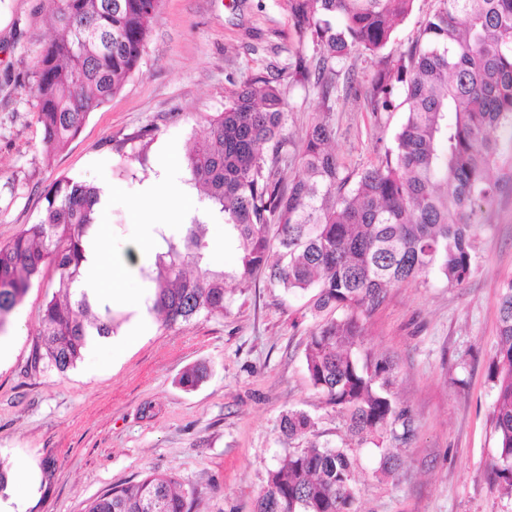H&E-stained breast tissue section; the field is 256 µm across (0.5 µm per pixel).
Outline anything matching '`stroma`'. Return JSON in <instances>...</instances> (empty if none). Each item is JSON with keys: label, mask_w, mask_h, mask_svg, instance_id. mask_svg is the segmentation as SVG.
Wrapping results in <instances>:
<instances>
[{"label": "stroma", "mask_w": 512, "mask_h": 512, "mask_svg": "<svg viewBox=\"0 0 512 512\" xmlns=\"http://www.w3.org/2000/svg\"><path fill=\"white\" fill-rule=\"evenodd\" d=\"M438 0H414L376 57L351 54L353 89L333 114L335 149L346 171L377 162L405 119L403 110L372 111L371 79L420 42ZM50 0H0V244L42 213L56 180L70 177L109 190L99 223L102 274L118 287L113 307L125 320L118 341L87 348L67 372L33 363L44 299L54 267L34 280L0 341V461L28 469L31 485L10 483L23 512H85L96 497L146 473L166 474L195 491L199 512H254L268 473L311 443L347 448L355 467L353 512H512L493 484L496 450L489 421L495 396L491 362L498 302L512 280V148L504 149L500 194L484 209L476 263L459 286L432 276L388 288L360 314L359 361L395 364L392 398L410 420L403 465L378 471L380 451L348 434L308 378L304 350L319 324L304 296L263 280L235 289L221 316L167 328L146 311L151 285L133 255L162 223H208L211 264L234 271L235 244L189 183L186 152L210 116L257 74L279 76L299 48L288 0H163L137 69L122 90L92 112L62 151L46 155L32 66L53 34ZM285 134L300 142L320 111L307 85L284 83ZM150 130L145 162L133 154ZM195 364L208 378L178 383ZM302 409L315 437L288 440L281 419Z\"/></svg>", "instance_id": "obj_1"}]
</instances>
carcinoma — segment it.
I'll return each mask as SVG.
<instances>
[{"label": "carcinoma", "instance_id": "obj_1", "mask_svg": "<svg viewBox=\"0 0 512 512\" xmlns=\"http://www.w3.org/2000/svg\"><path fill=\"white\" fill-rule=\"evenodd\" d=\"M413 2L288 0L301 50L284 71L312 86L321 104L305 137L288 149L280 84L257 75L208 120L205 137L188 154L191 180L203 187L239 251L238 271L210 265L207 224L197 219L183 234L157 228L154 257L140 268L153 284L146 306L165 327L224 314L231 276L240 288L261 276L270 288L310 295L312 310L324 314L305 350L310 382L361 441L388 435L405 442L411 427L391 398L392 361L362 363L353 353L363 332L358 312L378 305L395 285L431 275L461 285L470 277L475 232L498 189L492 172L502 135L512 143V0H438L424 42L372 79L373 111L405 108L393 145L377 164L345 172L332 149L340 67L353 51L379 55L394 20L409 15ZM160 4L53 2L56 34L30 82L47 154L64 149L91 112L123 88ZM396 87L405 93L398 105ZM292 165L294 174L283 178ZM101 193L96 185L59 179L37 222L0 246V328L44 268L57 271L33 358L62 373L82 360L89 337H109L123 322L78 287ZM492 370L493 473L512 497V281L500 294ZM206 375L205 367L193 366L179 384L191 390ZM282 431L290 440L313 435L315 421L290 410ZM401 463L396 450L384 448L378 471L388 475ZM353 481L347 449L313 444L269 472L254 512H352ZM195 503L171 477L151 472L92 500L86 512H194Z\"/></svg>", "mask_w": 512, "mask_h": 512}]
</instances>
